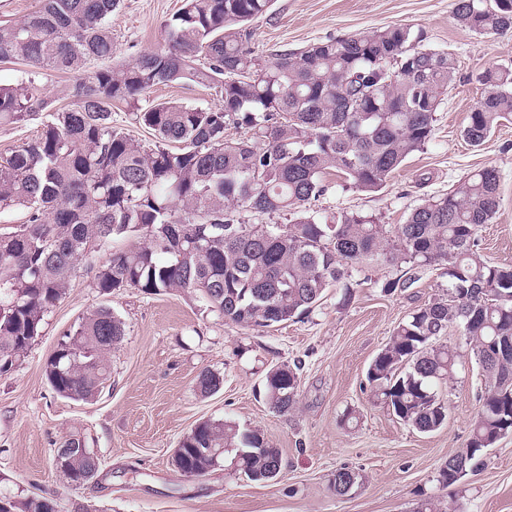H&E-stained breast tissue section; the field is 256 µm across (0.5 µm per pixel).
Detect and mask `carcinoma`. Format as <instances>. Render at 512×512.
<instances>
[{"label":"carcinoma","instance_id":"obj_1","mask_svg":"<svg viewBox=\"0 0 512 512\" xmlns=\"http://www.w3.org/2000/svg\"><path fill=\"white\" fill-rule=\"evenodd\" d=\"M272 0H185L164 24V45L132 65L95 70L112 58V13L120 0H40L18 24H0V61L72 75L71 104L54 105L30 77L0 85V125L46 113L37 139L0 158V209L21 207L25 222L0 232V374L10 372L65 295L78 260L117 239L138 238L97 266L96 288L110 294L182 290L243 327L270 328L311 311L325 292L379 262L447 265L446 293L414 309L368 367L372 392L420 433L441 428L448 405L436 385L448 380L449 328L465 337L485 373V391L467 446L448 456L437 482L455 485L478 470L484 453L512 435V265L478 252L477 231L500 206L499 174L485 167L448 195L424 199L405 223L367 214L330 221L315 210L334 176L377 192L433 132L442 95L457 78L454 55L414 46L409 27L390 26L329 39L262 61L246 25ZM457 22L479 35L512 30V0H457ZM477 81L464 140L481 145L512 115V67L487 68ZM194 83L216 90L220 107L154 100L134 113L153 132L143 145L112 127V103L135 102L159 85ZM230 124L250 139L224 136ZM290 215L288 224H248L242 212ZM125 335L106 307L82 319L46 368L59 395L97 396L110 376L109 356ZM299 374L282 364L266 375L265 397L285 414L297 403ZM223 379L202 371L204 394ZM233 449L253 481L276 478L282 456L256 431L205 420L176 448L186 477L210 473ZM70 485L93 480L98 458L78 435L55 450ZM358 475L336 470L330 488L345 494ZM0 512H60L53 497L0 493Z\"/></svg>","mask_w":512,"mask_h":512}]
</instances>
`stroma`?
Wrapping results in <instances>:
<instances>
[{"mask_svg":"<svg viewBox=\"0 0 512 512\" xmlns=\"http://www.w3.org/2000/svg\"><path fill=\"white\" fill-rule=\"evenodd\" d=\"M457 0H274L248 25L255 55L299 52L388 26L411 28L422 47L452 53L458 78L435 114L431 140L377 192L351 185L331 188L317 207L327 216L362 212L381 224L404 223L422 199L442 197L468 173L493 167L500 177V207L478 230L485 260L512 265V116L478 147L462 130L482 88L477 73L512 64V32L479 36L457 24ZM183 0H122L112 14L113 64H129L163 43V26ZM174 99L218 107L214 90L193 84L158 86L138 104L112 106V125L143 144L153 135L133 120L140 105ZM404 288L383 286L403 274ZM353 292L329 289L320 305L287 323L254 331L210 312L198 295L169 291L147 295L125 288L105 295L81 260L63 298L46 316L41 333L9 373L0 375V489L21 496L57 498L61 512H412L430 497L437 512H512V436L485 455L484 467L457 486L435 477L450 454L466 447L485 382L469 347L456 334L459 365L441 396L448 421L430 433L412 430L374 401L366 382L373 358L394 327L417 306L441 295L442 265L404 271L378 263L357 272ZM107 307L125 325L112 352L111 381L94 400L58 396L45 368L60 342L91 311ZM299 369L298 404L273 411L263 395L272 366ZM223 379L205 396L202 370ZM353 412L355 422L344 423ZM231 421L261 433L283 458L280 477L254 482L225 454L206 477L183 476L172 464L180 439L198 422ZM80 435L99 460L94 480L70 486L52 465L55 448ZM347 466L362 482L339 496L329 488Z\"/></svg>","mask_w":512,"mask_h":512,"instance_id":"stroma-1","label":"stroma"}]
</instances>
